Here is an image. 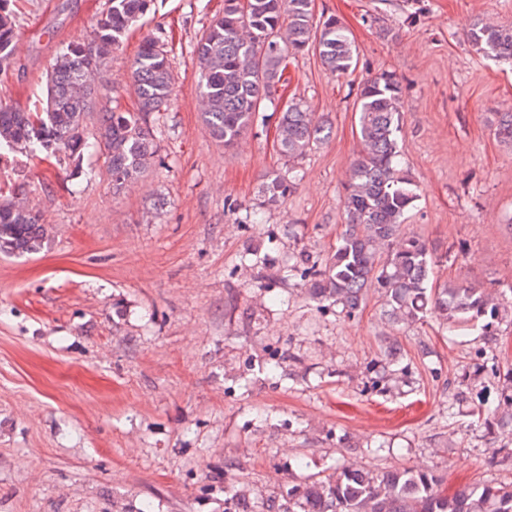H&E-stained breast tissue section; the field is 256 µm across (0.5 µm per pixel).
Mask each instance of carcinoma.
<instances>
[{
	"label": "carcinoma",
	"instance_id": "carcinoma-1",
	"mask_svg": "<svg viewBox=\"0 0 512 512\" xmlns=\"http://www.w3.org/2000/svg\"><path fill=\"white\" fill-rule=\"evenodd\" d=\"M0 0V72L13 64L16 21ZM313 0H224V12L205 29L194 48L193 63L202 113L210 135L232 147L253 126L260 106L276 91L288 56L309 49L326 69L342 76L354 70L359 51L334 17L314 23ZM153 0H109L89 41L70 44L52 60L46 98L31 112L16 102L0 100V149L42 153L76 161L89 148L86 116L95 110L100 79L130 27L151 11ZM159 35L143 41L131 63V81L139 111H99V146L106 155L112 190L142 176L154 157L155 115L172 100L171 63ZM472 47L493 61L512 62V26L476 19L468 30ZM355 111L359 112L361 151L350 168L343 200L344 230L335 251L318 262L302 252L288 260L287 273L301 281L319 304L342 307L349 316L361 308L366 291L375 288L390 321L405 325L432 312L455 332L486 320L512 318L486 288L428 286L432 254L425 241L405 230V216L417 193L400 167L402 90L391 73L367 78ZM493 134L512 146V113L500 115ZM330 136L315 113L293 104L277 125L281 153L303 158ZM298 174L266 175L260 194L269 206L294 191ZM46 239L42 216L16 199L0 202V252L37 251ZM243 265L275 264L266 253L248 252ZM494 418L512 439V373L502 386ZM243 512H512V487L471 484L448 493L431 470L394 469L371 473L350 465L326 477L311 476L288 489V506L272 499L239 497Z\"/></svg>",
	"mask_w": 512,
	"mask_h": 512
}]
</instances>
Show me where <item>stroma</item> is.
<instances>
[{"instance_id":"35a3bbf8","label":"stroma","mask_w":512,"mask_h":512,"mask_svg":"<svg viewBox=\"0 0 512 512\" xmlns=\"http://www.w3.org/2000/svg\"><path fill=\"white\" fill-rule=\"evenodd\" d=\"M15 64L0 99L44 98L56 53L87 40L107 0H10ZM224 0H154L104 76L138 106L129 66L158 29L173 72L156 163L113 194L104 155L58 163L0 156V197L25 185L47 240L0 254V512H224L225 498L284 500L308 476L348 463L429 468L448 489L512 484V444L474 416L512 370V322L449 335L434 317L387 320L376 289L348 317L296 280L239 266L248 249L324 260L342 230L359 150L354 103L381 71L402 87L400 163L417 186L407 231L442 262L433 285L495 288L512 305V147L491 124L512 112V66L479 56L475 18L512 24V0H314L360 49L337 77L309 51L291 59L273 105L230 149L203 121L193 47ZM392 28L393 37L382 34ZM305 101L332 133L289 163L276 124ZM301 179L277 206L265 174ZM403 358L394 376L387 342ZM276 360L277 373L265 365Z\"/></svg>"}]
</instances>
